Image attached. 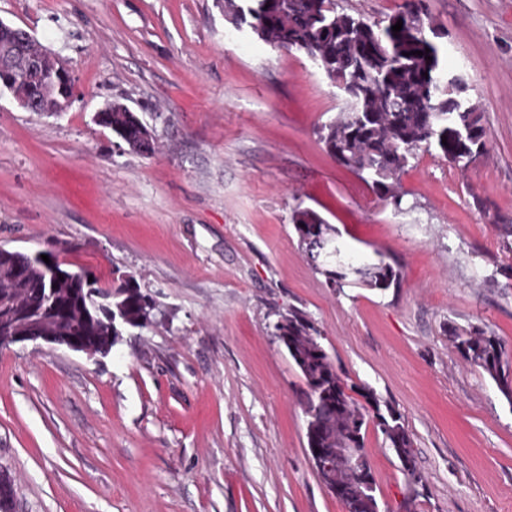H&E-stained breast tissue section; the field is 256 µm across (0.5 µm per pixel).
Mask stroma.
<instances>
[{"label": "stroma", "mask_w": 512, "mask_h": 512, "mask_svg": "<svg viewBox=\"0 0 512 512\" xmlns=\"http://www.w3.org/2000/svg\"><path fill=\"white\" fill-rule=\"evenodd\" d=\"M442 60L489 137L468 171L422 152L401 208L339 166L320 127L341 108L301 52L235 30L222 0H0V20L68 64L66 112L0 96V245L66 247L71 270L133 274L164 314L90 356L0 350V475L14 512H342L307 448V386L272 334L302 310L337 372L392 402L421 483L368 427L384 512H512V404L449 327L512 349V0H425ZM152 127L132 151L93 116ZM336 229L344 261L400 285L329 287L296 206Z\"/></svg>", "instance_id": "obj_1"}]
</instances>
